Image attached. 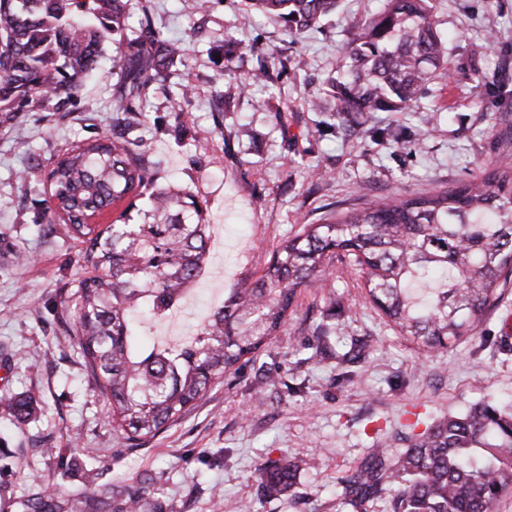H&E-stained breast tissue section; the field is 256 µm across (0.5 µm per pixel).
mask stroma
I'll return each mask as SVG.
<instances>
[{"mask_svg":"<svg viewBox=\"0 0 512 512\" xmlns=\"http://www.w3.org/2000/svg\"><path fill=\"white\" fill-rule=\"evenodd\" d=\"M247 0H127L129 27L106 56L136 39L143 16L186 53L143 99L146 118L125 130L159 162L165 185L195 198L214 225L206 272L191 286L189 327L228 289L249 287L278 243L302 225L354 207L361 194L403 196L472 180L492 159L496 118L512 120V0H432L448 39L446 84L427 87L405 112H380L350 136L330 109L316 110L328 78L345 70L344 47L384 0H340L317 30L287 34ZM263 80H253L259 68ZM111 73L84 80L70 112H25L0 128V385L27 393L36 413L0 415V512L50 486L84 512L85 495L139 492L142 512H347L342 477L371 448L400 449L405 426L458 413L482 399L512 403V285L473 335L427 355L364 298L351 266L334 262L330 291L302 289L268 345L196 407L132 448L106 419L71 332L67 293L81 276L82 240L47 231L50 159L112 134ZM193 94L180 99L181 87ZM431 135L411 148L389 130ZM331 328L329 348L312 325ZM370 347L355 364L352 342ZM300 459L294 486L263 497L262 465Z\"/></svg>","mask_w":512,"mask_h":512,"instance_id":"obj_1","label":"stroma"}]
</instances>
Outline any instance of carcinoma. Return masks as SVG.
<instances>
[{
    "instance_id": "1",
    "label": "carcinoma",
    "mask_w": 512,
    "mask_h": 512,
    "mask_svg": "<svg viewBox=\"0 0 512 512\" xmlns=\"http://www.w3.org/2000/svg\"><path fill=\"white\" fill-rule=\"evenodd\" d=\"M338 0H250L253 14L281 21L292 34L318 27ZM127 26L125 0H0V126L22 112H68L83 80L99 71L106 42ZM184 54L150 26L112 59L116 121L140 125L138 102L157 74ZM347 81L330 83L338 125L351 129L378 111H403L429 84L448 78L444 38L430 0H385L347 46ZM482 177L410 197L362 196L360 206L322 224H305L279 243L261 276L230 289L199 332L176 347L147 344L141 324L175 311L205 263L209 225L195 220L180 194L158 185L147 147L102 135L77 143L49 173L50 202L65 229L88 239L86 275L70 300L72 331L86 371L105 401L112 429L131 447L186 415L241 361H249L288 320L297 291L326 288L329 261L345 252L364 278L367 298L404 337L427 353L473 332L512 279V124L496 131ZM129 195L146 198L141 224L99 231L86 216ZM32 396L0 388V411L19 423ZM402 451L374 449L342 478L344 504H366L394 488L392 512H493L512 483V405L479 401L403 438ZM298 461L258 470L263 496L296 480ZM57 490L43 488L22 512H68ZM90 512H132L131 496L112 506V491L86 501Z\"/></svg>"
}]
</instances>
